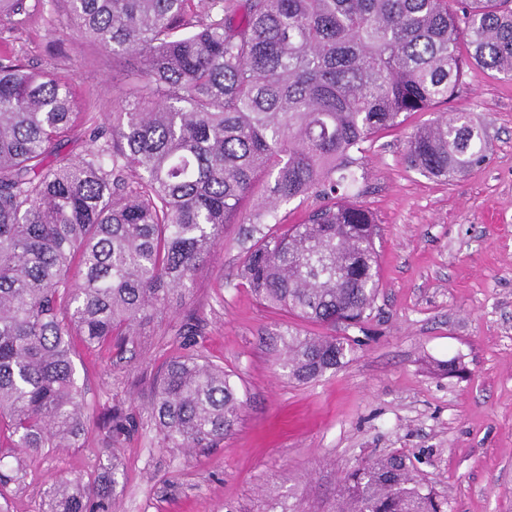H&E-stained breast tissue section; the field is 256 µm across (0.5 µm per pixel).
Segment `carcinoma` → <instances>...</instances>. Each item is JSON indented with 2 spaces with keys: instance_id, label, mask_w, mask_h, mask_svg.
Here are the masks:
<instances>
[{
  "instance_id": "carcinoma-1",
  "label": "carcinoma",
  "mask_w": 512,
  "mask_h": 512,
  "mask_svg": "<svg viewBox=\"0 0 512 512\" xmlns=\"http://www.w3.org/2000/svg\"><path fill=\"white\" fill-rule=\"evenodd\" d=\"M65 0L74 33L140 59L134 100L60 151L76 98L51 70L0 60V436L23 454L84 433L76 343L140 346L145 328L245 224L241 284L269 307L325 329L279 336L299 382L342 367L344 326L378 294L377 219L350 201L354 152L403 117L448 102L466 62L512 76V0ZM485 160L471 113L407 141L408 167L453 179ZM331 204L280 225L282 202ZM233 375L180 352L156 378L165 448H214L239 419ZM110 448L136 432L119 408ZM22 463L0 470V492ZM49 512H109L98 481L64 480ZM336 512H442L400 452L344 476Z\"/></svg>"
}]
</instances>
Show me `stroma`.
<instances>
[{
	"mask_svg": "<svg viewBox=\"0 0 512 512\" xmlns=\"http://www.w3.org/2000/svg\"><path fill=\"white\" fill-rule=\"evenodd\" d=\"M4 57L54 71L76 92L82 117L63 147L73 158L127 99L139 64L74 35L57 0H26L25 12L0 19ZM459 110L487 134L483 164L452 181L408 168L409 136ZM359 164L356 201L378 221L380 284L365 329L347 331V364L305 384L289 377L277 337L309 326L237 285L242 227L225 225L222 246L147 328L134 359L76 347L85 433L74 447L28 456L0 512H46L56 484L109 477L116 457V512H331L351 466L396 450L443 512H512V79L470 66L448 103L380 133ZM190 321L192 344L180 334ZM188 349L233 373L244 400L214 448L162 447L153 425L155 378ZM115 406L138 431L111 450L101 417Z\"/></svg>",
	"mask_w": 512,
	"mask_h": 512,
	"instance_id": "stroma-1",
	"label": "stroma"
}]
</instances>
